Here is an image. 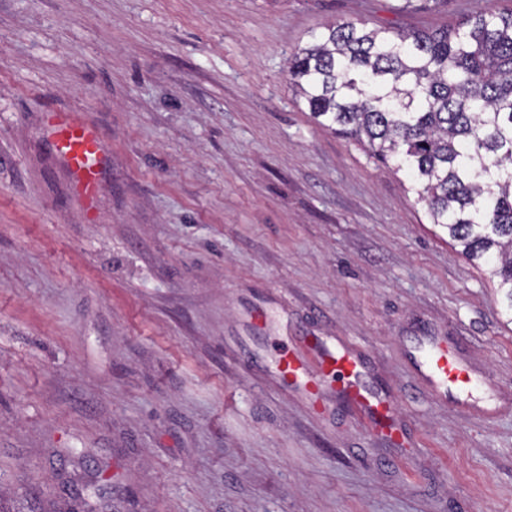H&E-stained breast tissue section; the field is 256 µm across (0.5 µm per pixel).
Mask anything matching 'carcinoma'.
I'll use <instances>...</instances> for the list:
<instances>
[{"label":"carcinoma","instance_id":"obj_1","mask_svg":"<svg viewBox=\"0 0 512 512\" xmlns=\"http://www.w3.org/2000/svg\"><path fill=\"white\" fill-rule=\"evenodd\" d=\"M312 38L288 67L309 112L407 172L431 223L488 267L512 323V9Z\"/></svg>","mask_w":512,"mask_h":512}]
</instances>
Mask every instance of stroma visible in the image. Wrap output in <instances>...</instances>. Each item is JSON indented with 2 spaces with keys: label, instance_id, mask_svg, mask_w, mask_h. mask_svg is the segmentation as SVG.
<instances>
[{
  "label": "stroma",
  "instance_id": "obj_1",
  "mask_svg": "<svg viewBox=\"0 0 512 512\" xmlns=\"http://www.w3.org/2000/svg\"><path fill=\"white\" fill-rule=\"evenodd\" d=\"M0 0V512H512V412L444 406L443 337L512 398V324L404 174L288 80L344 21L436 29L512 0ZM111 149L86 222L48 116ZM355 346L411 435L253 371Z\"/></svg>",
  "mask_w": 512,
  "mask_h": 512
}]
</instances>
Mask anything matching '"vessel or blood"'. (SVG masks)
Here are the masks:
<instances>
[{
  "label": "vessel or blood",
  "mask_w": 512,
  "mask_h": 512,
  "mask_svg": "<svg viewBox=\"0 0 512 512\" xmlns=\"http://www.w3.org/2000/svg\"><path fill=\"white\" fill-rule=\"evenodd\" d=\"M49 123L59 158L77 190L93 199L110 154L94 128L74 113H54ZM428 378L442 389L448 402L471 393L478 385L472 370L456 355L427 344L422 348ZM281 380L301 384L311 404H318L328 381L343 386L344 393L366 418L372 431L393 439H404L402 427L393 419V401L372 389L366 380L368 363L355 349L335 348L323 342L300 347H283L275 359Z\"/></svg>",
  "instance_id": "vessel-or-blood-1"
}]
</instances>
